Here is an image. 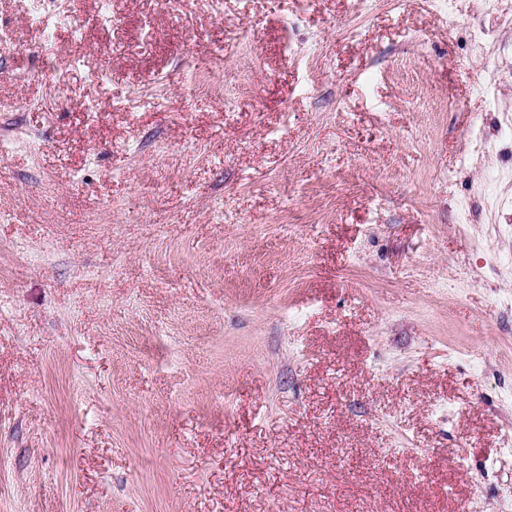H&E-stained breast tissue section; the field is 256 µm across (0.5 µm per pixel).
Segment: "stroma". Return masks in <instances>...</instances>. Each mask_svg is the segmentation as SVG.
<instances>
[{
    "instance_id": "35a3bbf8",
    "label": "stroma",
    "mask_w": 512,
    "mask_h": 512,
    "mask_svg": "<svg viewBox=\"0 0 512 512\" xmlns=\"http://www.w3.org/2000/svg\"><path fill=\"white\" fill-rule=\"evenodd\" d=\"M0 28V512H512V0Z\"/></svg>"
}]
</instances>
